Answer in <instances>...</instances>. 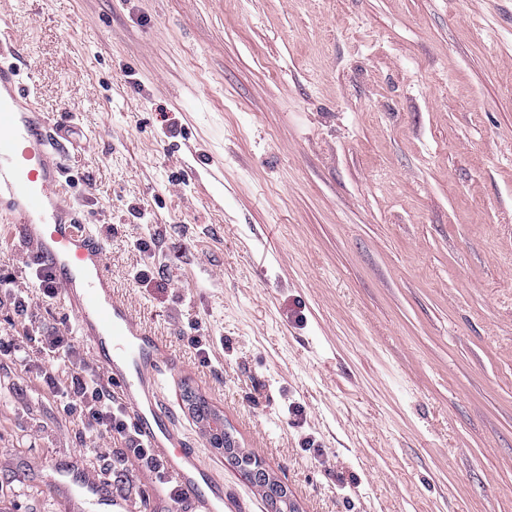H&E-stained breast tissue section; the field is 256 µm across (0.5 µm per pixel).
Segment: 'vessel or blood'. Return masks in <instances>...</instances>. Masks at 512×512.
Instances as JSON below:
<instances>
[{"mask_svg":"<svg viewBox=\"0 0 512 512\" xmlns=\"http://www.w3.org/2000/svg\"><path fill=\"white\" fill-rule=\"evenodd\" d=\"M17 54L0 46V205L21 219L17 232L35 263L51 272L76 332L116 389L139 440L151 448L166 477L158 489L174 512H223L224 486L185 443L161 394L166 346L112 289L105 244L81 224L62 196L58 157L63 143L23 88ZM55 487H73L82 512H132L123 498L104 497L92 472L79 481L59 473Z\"/></svg>","mask_w":512,"mask_h":512,"instance_id":"b4317fda","label":"vessel or blood"}]
</instances>
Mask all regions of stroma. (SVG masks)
I'll return each mask as SVG.
<instances>
[{
    "instance_id": "1",
    "label": "stroma",
    "mask_w": 512,
    "mask_h": 512,
    "mask_svg": "<svg viewBox=\"0 0 512 512\" xmlns=\"http://www.w3.org/2000/svg\"><path fill=\"white\" fill-rule=\"evenodd\" d=\"M0 40L238 512L267 502L184 387L300 512H512V0H0ZM15 222L0 210V274L30 289ZM26 325L75 319L0 298V512H66L55 466L172 512L66 411L72 376L101 377L89 349L48 357Z\"/></svg>"
}]
</instances>
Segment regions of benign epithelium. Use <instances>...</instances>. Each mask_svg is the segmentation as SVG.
<instances>
[{
	"label": "benign epithelium",
	"instance_id": "benign-epithelium-1",
	"mask_svg": "<svg viewBox=\"0 0 512 512\" xmlns=\"http://www.w3.org/2000/svg\"><path fill=\"white\" fill-rule=\"evenodd\" d=\"M201 426L214 447L224 448V459L228 465L237 468L250 482L266 488L272 512H297V507L288 494V487L259 458L240 451L221 414L202 420Z\"/></svg>",
	"mask_w": 512,
	"mask_h": 512
}]
</instances>
